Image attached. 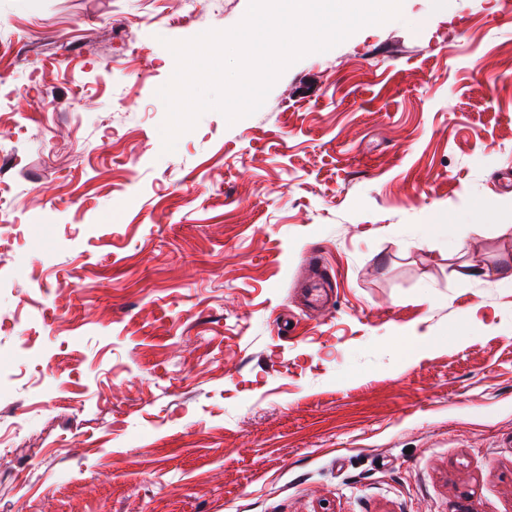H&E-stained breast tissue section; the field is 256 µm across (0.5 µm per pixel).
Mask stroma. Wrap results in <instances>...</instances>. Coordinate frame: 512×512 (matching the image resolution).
Instances as JSON below:
<instances>
[{
	"instance_id": "obj_1",
	"label": "stroma",
	"mask_w": 512,
	"mask_h": 512,
	"mask_svg": "<svg viewBox=\"0 0 512 512\" xmlns=\"http://www.w3.org/2000/svg\"><path fill=\"white\" fill-rule=\"evenodd\" d=\"M248 5L0 0V512H512V0L163 152L166 41Z\"/></svg>"
}]
</instances>
